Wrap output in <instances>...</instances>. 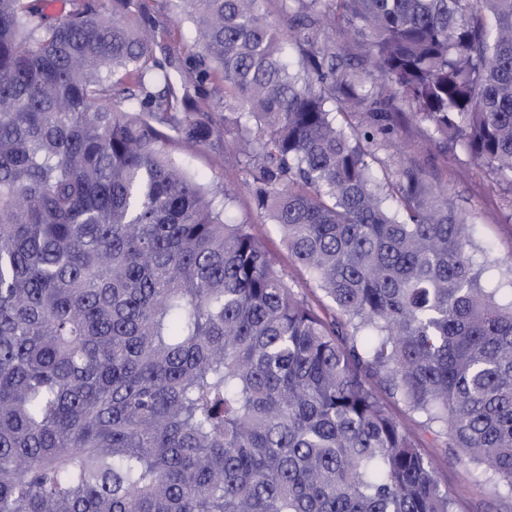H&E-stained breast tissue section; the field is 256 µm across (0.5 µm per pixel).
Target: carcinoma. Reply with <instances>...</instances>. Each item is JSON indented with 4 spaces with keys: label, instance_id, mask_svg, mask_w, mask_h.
<instances>
[{
    "label": "carcinoma",
    "instance_id": "cac0c4a2",
    "mask_svg": "<svg viewBox=\"0 0 512 512\" xmlns=\"http://www.w3.org/2000/svg\"><path fill=\"white\" fill-rule=\"evenodd\" d=\"M179 2L191 75L145 0H0V512H455L384 395L512 498V266L379 156L512 188V0ZM220 128L331 311L166 149Z\"/></svg>",
    "mask_w": 512,
    "mask_h": 512
}]
</instances>
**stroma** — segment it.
I'll list each match as a JSON object with an SVG mask.
<instances>
[{
	"label": "stroma",
	"mask_w": 512,
	"mask_h": 512,
	"mask_svg": "<svg viewBox=\"0 0 512 512\" xmlns=\"http://www.w3.org/2000/svg\"><path fill=\"white\" fill-rule=\"evenodd\" d=\"M147 4L168 30L164 41L167 52L186 58L194 31L189 23L178 22L180 8L177 0H147ZM394 138L407 160L421 166L432 184L445 188L459 207L474 215V243L477 249L486 250L488 261L502 268L512 263V221L504 217L505 211L512 206V198L494 187L484 171L467 157L446 152L429 140L414 121L398 125ZM168 149L191 172L234 191L230 210L233 220L249 225L252 234L273 257L277 270L287 275L314 308L324 306L326 300L322 292L290 255L277 226L257 214L244 183V173L225 162L223 136H216L211 144L197 149H188L178 143L169 144ZM391 410L414 431L442 486L455 496L457 512H512V499L495 494L478 469L457 459L450 449L439 447L431 434L420 428L416 416L405 413L396 404Z\"/></svg>",
	"instance_id": "1"
}]
</instances>
